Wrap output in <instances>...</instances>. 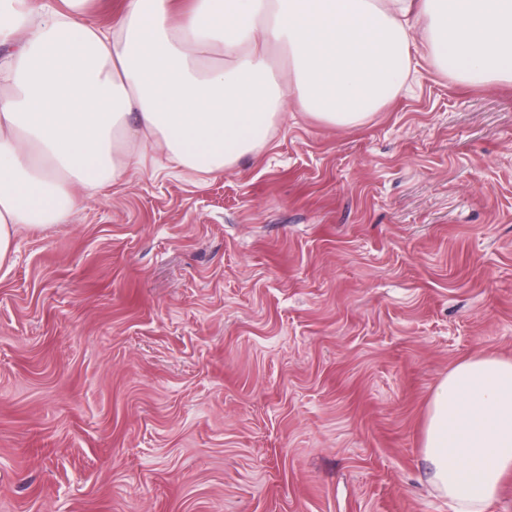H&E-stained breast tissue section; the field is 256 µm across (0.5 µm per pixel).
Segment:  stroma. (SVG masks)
Wrapping results in <instances>:
<instances>
[{"label":"stroma","mask_w":512,"mask_h":512,"mask_svg":"<svg viewBox=\"0 0 512 512\" xmlns=\"http://www.w3.org/2000/svg\"><path fill=\"white\" fill-rule=\"evenodd\" d=\"M131 172L0 264V512H449L438 380L512 357V84Z\"/></svg>","instance_id":"stroma-1"}]
</instances>
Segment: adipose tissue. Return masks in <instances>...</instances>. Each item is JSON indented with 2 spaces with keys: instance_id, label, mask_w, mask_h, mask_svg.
<instances>
[{
  "instance_id": "obj_1",
  "label": "adipose tissue",
  "mask_w": 512,
  "mask_h": 512,
  "mask_svg": "<svg viewBox=\"0 0 512 512\" xmlns=\"http://www.w3.org/2000/svg\"><path fill=\"white\" fill-rule=\"evenodd\" d=\"M0 0V261L20 227L140 169L212 174L288 110L363 125L409 86L411 46L452 81L512 83V0ZM287 58L280 79L274 55ZM421 455L450 512H487L512 476V359H466L430 398ZM90 16L102 28H110L116 14L119 12L122 0H92Z\"/></svg>"
}]
</instances>
